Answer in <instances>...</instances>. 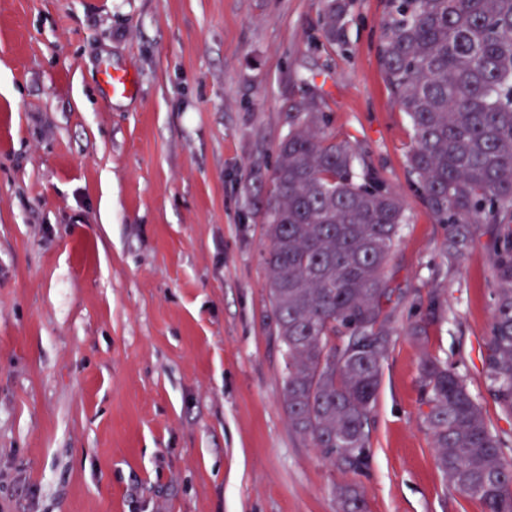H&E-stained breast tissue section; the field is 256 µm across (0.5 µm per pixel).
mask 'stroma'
<instances>
[{
  "mask_svg": "<svg viewBox=\"0 0 512 512\" xmlns=\"http://www.w3.org/2000/svg\"><path fill=\"white\" fill-rule=\"evenodd\" d=\"M325 4L0 0V512H338L346 482L368 512H482L436 465L419 367L453 364L512 455L484 373L497 229L449 265L378 62L384 0H352L342 47ZM107 65L133 97H104ZM304 78L407 216L370 465L347 476L289 426L257 210Z\"/></svg>",
  "mask_w": 512,
  "mask_h": 512,
  "instance_id": "stroma-1",
  "label": "stroma"
}]
</instances>
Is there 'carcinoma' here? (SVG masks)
Segmentation results:
<instances>
[{"label":"carcinoma","mask_w":512,"mask_h":512,"mask_svg":"<svg viewBox=\"0 0 512 512\" xmlns=\"http://www.w3.org/2000/svg\"><path fill=\"white\" fill-rule=\"evenodd\" d=\"M351 2L327 0L318 32L332 44ZM379 62L410 118L407 167L446 227L448 262L460 263L482 225L499 229L484 370L511 414L512 0H387ZM309 92L290 105L261 206L273 332L291 430L338 470L358 473L370 459L368 421L392 336L383 272L407 218L374 172H356L352 145L328 132ZM420 381L440 472L484 512H512V457L464 378L428 354ZM336 495L340 512H366L355 485Z\"/></svg>","instance_id":"cac0c4a2"}]
</instances>
